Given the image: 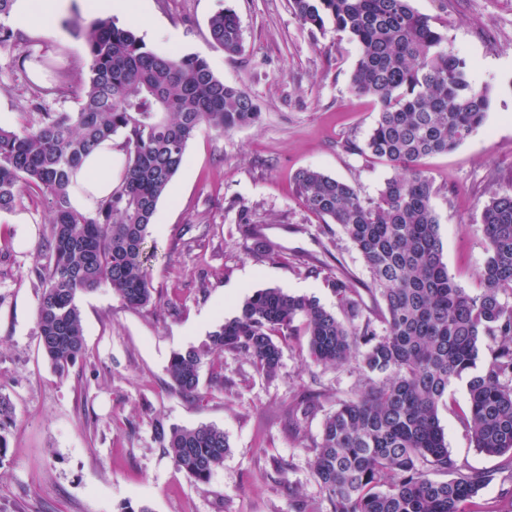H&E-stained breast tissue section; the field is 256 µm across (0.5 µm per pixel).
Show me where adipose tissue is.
<instances>
[{
  "label": "adipose tissue",
  "instance_id": "obj_1",
  "mask_svg": "<svg viewBox=\"0 0 512 512\" xmlns=\"http://www.w3.org/2000/svg\"><path fill=\"white\" fill-rule=\"evenodd\" d=\"M69 0H13L8 20L11 26L36 41L62 44L55 27L56 19L66 10ZM121 163V155L114 141L103 142L86 157L71 186L72 206L83 213H91L97 202L110 195L115 188L114 171Z\"/></svg>",
  "mask_w": 512,
  "mask_h": 512
}]
</instances>
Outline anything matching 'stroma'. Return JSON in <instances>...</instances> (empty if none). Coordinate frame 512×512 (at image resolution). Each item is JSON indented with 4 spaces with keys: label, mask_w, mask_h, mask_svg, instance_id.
I'll return each mask as SVG.
<instances>
[{
    "label": "stroma",
    "mask_w": 512,
    "mask_h": 512,
    "mask_svg": "<svg viewBox=\"0 0 512 512\" xmlns=\"http://www.w3.org/2000/svg\"><path fill=\"white\" fill-rule=\"evenodd\" d=\"M410 4L470 62L472 83L491 93L483 125L454 150L422 162L433 179L442 260L455 283L475 293L487 258L482 205L493 190L512 187V0ZM227 8L243 30L244 49L233 56L208 31L210 17ZM112 19L132 26L155 52L206 59L225 84L245 89L261 117L228 135L201 129L189 142L150 228L155 306L127 307L106 285L80 294L85 352L67 376L51 370L37 334L41 290L33 269L48 203L25 197L30 222L22 241L9 214H0V393L14 406L0 462V512H121L127 503L151 512H296L298 501L322 497L312 448L337 401L359 389L354 364L306 363L300 336L285 346L270 379L243 356L216 355L223 386L203 368L198 394L188 398L171 389L167 366L174 352L200 344L260 289L316 299L341 319L330 279L342 273L363 307L375 306L362 257L340 227L325 228L304 208L294 184L299 170L314 169L374 199L394 174L345 148L366 140L379 111L351 86L359 47L333 27L304 26L289 0H148L138 20L120 13ZM86 22L71 0L56 21L69 43L61 65L85 68L76 30ZM168 30L177 42L161 39ZM19 53L0 49V98L14 112L0 120L5 127L19 126L28 109ZM259 236L278 245V258L257 252ZM304 396L313 399V413L298 409ZM467 407L464 382H452L438 410L448 451L466 467L495 469L499 458L478 452L459 418ZM201 424L221 428L230 444L223 466L204 483L178 470L158 434Z\"/></svg>",
    "instance_id": "stroma-1"
}]
</instances>
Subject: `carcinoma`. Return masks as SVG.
Returning <instances> with one entry per match:
<instances>
[{"label":"carcinoma","instance_id":"carcinoma-1","mask_svg":"<svg viewBox=\"0 0 512 512\" xmlns=\"http://www.w3.org/2000/svg\"><path fill=\"white\" fill-rule=\"evenodd\" d=\"M290 5L302 24L323 31L330 23L357 42L353 88L379 106L364 144L347 146L395 169L377 198L365 199L353 185L313 169L299 171L295 186L309 212L351 240L380 303L364 309L345 276L330 281L343 320L312 298L258 290L202 343L172 355L170 387L196 396L201 370L216 352L244 355L258 375L272 378L282 345L305 336L312 364L353 361L362 387L326 416L313 449L311 468L325 507L303 502L299 512H470L494 477L452 458L438 408L453 381H466L468 410L461 419L471 443L502 458L500 469L512 479V189L492 192L483 204L488 257L479 292L468 293L442 261L433 182L420 161L455 149L481 127L488 94L472 85L468 61L448 50L445 34L410 0ZM209 32L225 52H242L233 10L215 14ZM79 33L88 76L57 68L45 50L26 43L19 59L64 81L32 85L20 126L0 127V212L15 211L31 193L52 203L37 327L41 350L61 376L84 352L79 293L107 283L131 308L153 303L149 227L189 141L203 126L227 134L259 117L250 95L224 83L198 56L159 55L110 19L94 20ZM75 86L79 110L52 111L47 97L62 99ZM114 136L122 137L127 156L121 185L94 214H81L70 204L71 175ZM13 420V404L0 393V462ZM160 438L195 482L207 481L229 450L224 431L212 424L162 429ZM431 470L451 479L434 481Z\"/></svg>","mask_w":512,"mask_h":512}]
</instances>
